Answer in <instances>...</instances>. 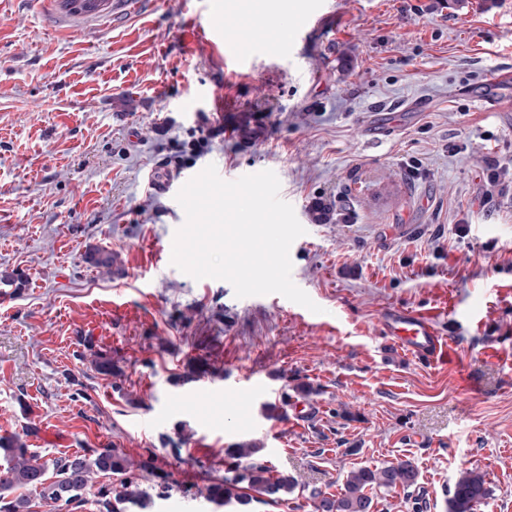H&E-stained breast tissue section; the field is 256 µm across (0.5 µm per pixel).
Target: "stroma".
Masks as SVG:
<instances>
[{"label": "stroma", "mask_w": 512, "mask_h": 512, "mask_svg": "<svg viewBox=\"0 0 512 512\" xmlns=\"http://www.w3.org/2000/svg\"><path fill=\"white\" fill-rule=\"evenodd\" d=\"M211 2L140 0L62 32L41 0H0V435L47 459L124 451L151 504L121 512H221L203 491L242 442L297 481L249 512H310L348 471L400 460L417 484L372 512H446L467 469L491 487L478 512H512V363L484 358L512 356V177L481 200L512 166V0H221L220 53L184 25ZM315 9L325 27L280 38ZM489 86L496 105L475 102ZM205 132L204 153L182 151ZM211 164L276 173L305 229L292 279L319 314L172 265L186 217L147 173ZM116 292L140 317L87 330ZM435 305L455 361L381 335L385 310ZM294 399L314 416L293 421Z\"/></svg>", "instance_id": "35a3bbf8"}]
</instances>
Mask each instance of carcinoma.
I'll return each mask as SVG.
<instances>
[{"instance_id":"obj_1","label":"carcinoma","mask_w":512,"mask_h":512,"mask_svg":"<svg viewBox=\"0 0 512 512\" xmlns=\"http://www.w3.org/2000/svg\"><path fill=\"white\" fill-rule=\"evenodd\" d=\"M260 448L241 444L228 451L232 462L224 480L207 487V498L221 508L236 503L247 506L258 494L272 501L286 502L297 483L288 475L273 477L270 469L256 460ZM0 456L6 467L0 471V512H29L31 501L54 507L57 512H73L80 507L82 495L92 475L109 473L131 483L128 474L132 461L119 449L45 460L28 448L18 435L0 436ZM417 483V472L408 461L383 467H359L349 471L343 489L337 495L311 494L312 512H371L373 490L397 487L408 489ZM21 494L9 498L15 491ZM490 488L485 474L466 470L460 474L448 498V512H475L487 499Z\"/></svg>"}]
</instances>
